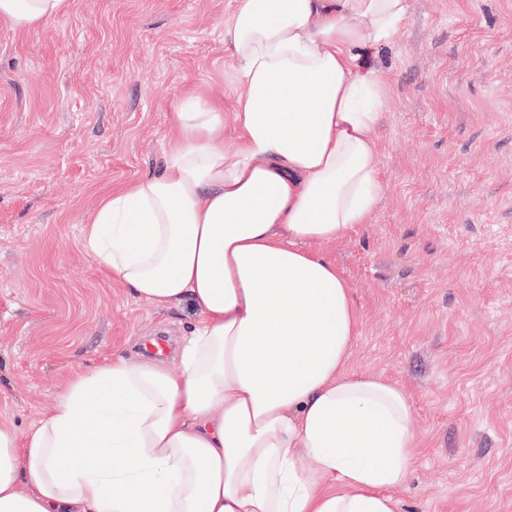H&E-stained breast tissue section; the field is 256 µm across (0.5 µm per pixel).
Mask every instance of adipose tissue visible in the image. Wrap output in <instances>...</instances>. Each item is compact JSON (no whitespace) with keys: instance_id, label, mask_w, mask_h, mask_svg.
I'll list each match as a JSON object with an SVG mask.
<instances>
[{"instance_id":"ef3b65f1","label":"adipose tissue","mask_w":512,"mask_h":512,"mask_svg":"<svg viewBox=\"0 0 512 512\" xmlns=\"http://www.w3.org/2000/svg\"><path fill=\"white\" fill-rule=\"evenodd\" d=\"M73 0H0L30 29ZM411 0H234L223 108L184 96L162 169L83 227L156 308L191 302L180 365L104 357L26 433L0 425V512H398L416 460L397 386L349 372L360 315L326 253L366 223L388 90L374 51Z\"/></svg>"}]
</instances>
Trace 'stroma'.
Segmentation results:
<instances>
[{"instance_id":"35a3bbf8","label":"stroma","mask_w":512,"mask_h":512,"mask_svg":"<svg viewBox=\"0 0 512 512\" xmlns=\"http://www.w3.org/2000/svg\"><path fill=\"white\" fill-rule=\"evenodd\" d=\"M377 69L383 193L328 254L360 314L346 368L398 386L419 452L400 512H512V0H411ZM233 0H74L0 19V424L24 432L73 370L137 360L195 320L104 278L100 195L150 173L185 87L224 102ZM73 0H0V18L18 29H30L68 13Z\"/></svg>"}]
</instances>
